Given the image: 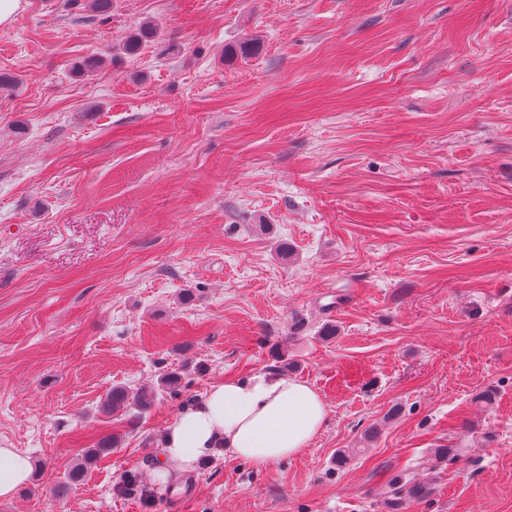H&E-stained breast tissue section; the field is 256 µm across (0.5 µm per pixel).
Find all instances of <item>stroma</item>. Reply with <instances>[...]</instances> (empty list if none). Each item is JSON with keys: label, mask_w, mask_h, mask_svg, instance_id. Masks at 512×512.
Here are the masks:
<instances>
[{"label": "stroma", "mask_w": 512, "mask_h": 512, "mask_svg": "<svg viewBox=\"0 0 512 512\" xmlns=\"http://www.w3.org/2000/svg\"><path fill=\"white\" fill-rule=\"evenodd\" d=\"M0 70V448L31 465L0 512H389L397 473L434 483L401 512H512V0H22ZM260 373L325 402L302 455L117 492ZM154 391L152 389H142L135 394L128 390L115 387L107 397L104 407L108 410H120L128 406H135L140 413L147 412L154 404ZM115 443V440L105 438L99 441L94 448H87L81 457L78 458V462L72 467L67 480L57 483L53 487L52 492L54 497L57 499L65 498L70 491L71 486L83 478L87 470L100 458V456L109 454Z\"/></svg>", "instance_id": "1"}]
</instances>
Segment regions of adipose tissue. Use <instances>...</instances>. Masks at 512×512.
Instances as JSON below:
<instances>
[{"instance_id":"adipose-tissue-1","label":"adipose tissue","mask_w":512,"mask_h":512,"mask_svg":"<svg viewBox=\"0 0 512 512\" xmlns=\"http://www.w3.org/2000/svg\"><path fill=\"white\" fill-rule=\"evenodd\" d=\"M326 405L306 382L256 374L212 385L167 427L165 459L184 466L225 449L259 469L303 454L321 430ZM30 464L12 448H0V498L25 485Z\"/></svg>"}]
</instances>
